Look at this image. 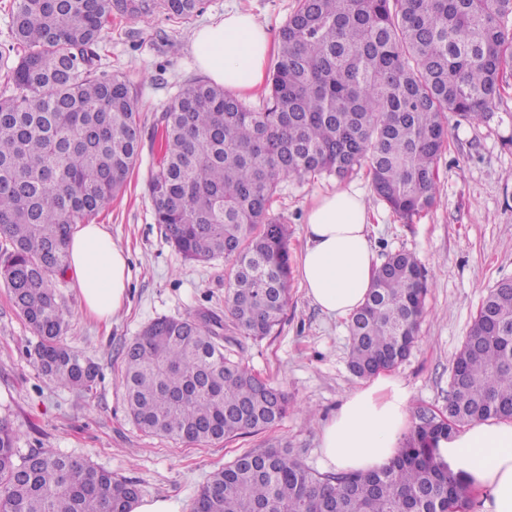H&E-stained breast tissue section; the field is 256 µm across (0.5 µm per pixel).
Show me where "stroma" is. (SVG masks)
Wrapping results in <instances>:
<instances>
[{
  "label": "stroma",
  "mask_w": 512,
  "mask_h": 512,
  "mask_svg": "<svg viewBox=\"0 0 512 512\" xmlns=\"http://www.w3.org/2000/svg\"><path fill=\"white\" fill-rule=\"evenodd\" d=\"M297 0H204L191 21L157 14L149 22L113 15L102 44V70L120 71L140 93L139 160L124 192L95 216L113 242L128 251L130 298L110 325L87 318L72 277L57 294L68 329L63 339L101 367L92 391L55 386L29 355L35 337L0 286V421L16 433L20 454L36 449L83 460L135 481L144 498L165 497L177 512H190L198 488L216 471L254 448H285L310 469L328 472L320 448L324 423L342 399L361 387L348 368L347 321L323 314L292 280L283 321L271 336L243 335L224 322V353L255 375L284 389L290 410L276 425L202 446L143 434L123 400L122 353L155 318L224 312L229 266L224 261L189 263L165 240L147 192L158 155L154 132L168 103L201 78L191 35L200 25L238 8L251 13L277 38ZM496 119L469 124L448 117V147L437 164L439 202L403 220L376 199L368 168L350 179L361 188L371 213L376 261L407 251L429 279L418 342L393 369L410 391L411 407L447 410L454 357L477 309L500 281L512 279V69L496 103ZM325 175L288 177L279 185L274 213L288 226L290 266L305 245L306 212L312 198L340 188Z\"/></svg>",
  "instance_id": "obj_1"
}]
</instances>
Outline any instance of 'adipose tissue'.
I'll return each instance as SVG.
<instances>
[{"label": "adipose tissue", "instance_id": "adipose-tissue-1", "mask_svg": "<svg viewBox=\"0 0 512 512\" xmlns=\"http://www.w3.org/2000/svg\"><path fill=\"white\" fill-rule=\"evenodd\" d=\"M198 68L226 92L261 86L273 50L268 32L239 11L196 29ZM363 193L339 188L315 198L307 213V245L298 275L307 297L324 313L348 318L366 301L376 267ZM69 269L86 313L111 321L128 299L129 257L101 224H82L69 239ZM409 390L388 374L347 396L324 425L321 448L339 472H370L397 455L410 427ZM448 463L478 496L481 512H512V421L476 420L440 443Z\"/></svg>", "mask_w": 512, "mask_h": 512}]
</instances>
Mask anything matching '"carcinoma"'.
Returning <instances> with one entry per match:
<instances>
[{"label": "carcinoma", "mask_w": 512, "mask_h": 512, "mask_svg": "<svg viewBox=\"0 0 512 512\" xmlns=\"http://www.w3.org/2000/svg\"><path fill=\"white\" fill-rule=\"evenodd\" d=\"M0 45V285L37 338L34 362L68 389L89 391L99 366L63 343L57 301L72 226L112 203L137 164V91L98 72L99 44L119 12L189 21L200 0H9ZM266 103L249 108L195 79L163 110L148 184L155 222L185 259L222 258L231 273L224 311L247 336H269L289 299L288 234L271 213L288 176L342 181L368 166L377 198L410 219L438 201L445 114L492 119L512 64V0H298L279 31ZM427 279L399 251L375 267L365 305L350 320V368L359 377L395 367L417 341ZM453 365V424L413 412L397 457L367 473H318L288 451L254 449L213 473L193 502L203 512H464L462 479L437 444L474 418L512 407V281L484 299ZM215 314L153 320L123 353L129 415L144 432L206 444L279 422L288 396L224 355ZM132 482L87 462L15 448L0 422V512H126Z\"/></svg>", "instance_id": "1"}]
</instances>
